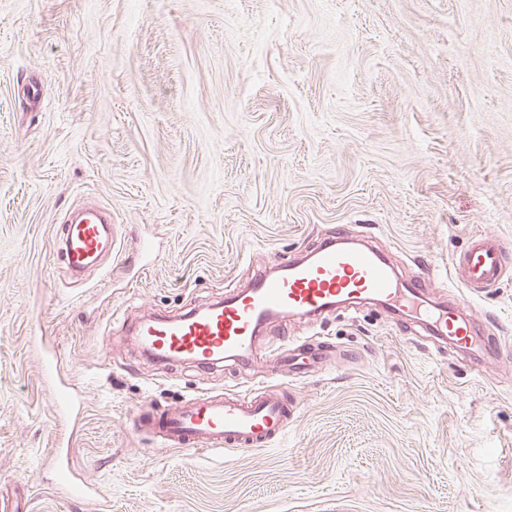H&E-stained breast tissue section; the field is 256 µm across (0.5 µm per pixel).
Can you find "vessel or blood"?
Listing matches in <instances>:
<instances>
[{
    "mask_svg": "<svg viewBox=\"0 0 512 512\" xmlns=\"http://www.w3.org/2000/svg\"><path fill=\"white\" fill-rule=\"evenodd\" d=\"M64 256L70 270L94 263L111 248L100 211L68 224ZM278 274L263 271L244 290H230L223 301L193 309L178 319L155 317L135 330L138 346L165 360H192L210 370L230 361H249L269 318L301 314L320 315L338 302L353 307L369 299L390 303L394 312L419 310L431 335L451 341L462 350L493 354L497 344L476 343L470 324L448 307L426 306L422 297L426 281L416 279L399 287L395 271L373 247L348 245L328 238L305 260L279 264ZM504 250L490 234L472 235L452 262L454 277L464 286L492 288L503 276ZM42 377L54 384V410L67 407L72 395L60 382L59 358L42 354ZM291 410L279 385L248 393H207L179 404L150 411L137 418L139 430L159 438L163 447L193 452H221L230 448H264L288 431Z\"/></svg>",
    "mask_w": 512,
    "mask_h": 512,
    "instance_id": "1",
    "label": "vessel or blood"
}]
</instances>
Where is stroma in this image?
Returning a JSON list of instances; mask_svg holds the SVG:
<instances>
[{"instance_id": "35a3bbf8", "label": "stroma", "mask_w": 512, "mask_h": 512, "mask_svg": "<svg viewBox=\"0 0 512 512\" xmlns=\"http://www.w3.org/2000/svg\"><path fill=\"white\" fill-rule=\"evenodd\" d=\"M37 95H30V87ZM109 210L112 254L72 276L64 217ZM459 302L474 359L369 304L268 324L245 366L153 362L128 335L247 287L336 233ZM475 232L509 272L444 267ZM150 241L149 259L136 255ZM47 336L84 396L71 472ZM322 363H270L289 339ZM287 388L282 445L201 454L138 410ZM15 512H512V0H0V499Z\"/></svg>"}]
</instances>
